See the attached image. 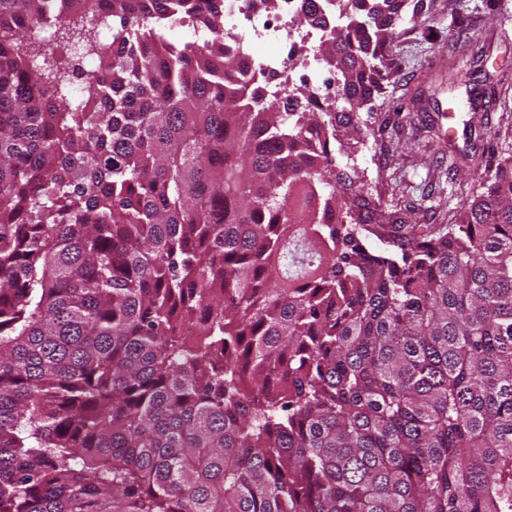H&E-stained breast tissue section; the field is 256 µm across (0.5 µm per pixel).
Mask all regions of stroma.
<instances>
[{
    "mask_svg": "<svg viewBox=\"0 0 512 512\" xmlns=\"http://www.w3.org/2000/svg\"><path fill=\"white\" fill-rule=\"evenodd\" d=\"M398 31L385 91L360 111L363 138L338 163L387 206L444 224L488 173L475 156L512 149V0H423ZM482 53L498 81L489 105L472 104L464 69Z\"/></svg>",
    "mask_w": 512,
    "mask_h": 512,
    "instance_id": "stroma-1",
    "label": "stroma"
}]
</instances>
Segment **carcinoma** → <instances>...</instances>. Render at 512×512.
Wrapping results in <instances>:
<instances>
[{
	"label": "carcinoma",
	"mask_w": 512,
	"mask_h": 512,
	"mask_svg": "<svg viewBox=\"0 0 512 512\" xmlns=\"http://www.w3.org/2000/svg\"><path fill=\"white\" fill-rule=\"evenodd\" d=\"M72 2L0 0V512H512V154L449 224L336 164L407 0H302L293 114L224 0Z\"/></svg>",
	"instance_id": "carcinoma-1"
}]
</instances>
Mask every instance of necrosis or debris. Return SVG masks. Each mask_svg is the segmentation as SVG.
<instances>
[{
	"label": "necrosis or debris",
	"instance_id": "4bbe7bcc",
	"mask_svg": "<svg viewBox=\"0 0 512 512\" xmlns=\"http://www.w3.org/2000/svg\"><path fill=\"white\" fill-rule=\"evenodd\" d=\"M301 0H224V42L246 65L250 81L274 82L270 99L290 100L291 87L323 93L326 80L311 46L317 31L297 24Z\"/></svg>",
	"mask_w": 512,
	"mask_h": 512
}]
</instances>
